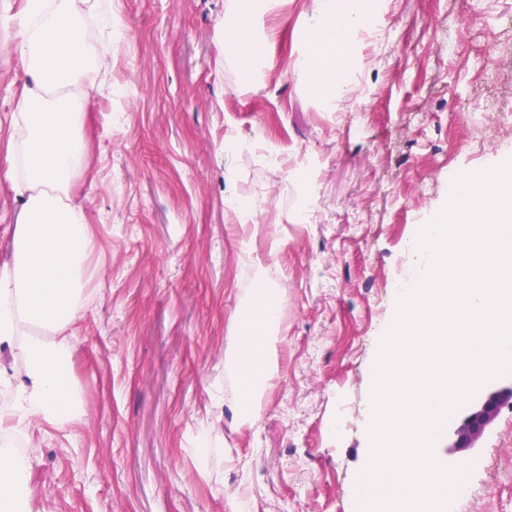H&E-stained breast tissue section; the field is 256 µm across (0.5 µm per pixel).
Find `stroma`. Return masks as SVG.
Masks as SVG:
<instances>
[{
  "mask_svg": "<svg viewBox=\"0 0 512 512\" xmlns=\"http://www.w3.org/2000/svg\"><path fill=\"white\" fill-rule=\"evenodd\" d=\"M23 4L0 0V169L23 91ZM228 9L112 0L88 73V183L72 195L94 275L82 320L55 336L83 410L25 430L27 512H351L375 354L418 264L407 243L441 215L449 182L512 158V127L495 122L512 113V0H381L379 36L353 40L331 104L293 73L315 0L258 11L274 63L247 70L222 51ZM232 136L264 138L290 168L228 159ZM300 156L313 166L306 224L293 218ZM229 193L266 200L256 224L225 210ZM261 281L281 297L278 369L249 426L226 359ZM458 458L512 469V402Z\"/></svg>",
  "mask_w": 512,
  "mask_h": 512,
  "instance_id": "35a3bbf8",
  "label": "stroma"
}]
</instances>
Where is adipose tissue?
<instances>
[{
	"label": "adipose tissue",
	"instance_id": "ef3b65f1",
	"mask_svg": "<svg viewBox=\"0 0 512 512\" xmlns=\"http://www.w3.org/2000/svg\"><path fill=\"white\" fill-rule=\"evenodd\" d=\"M309 20L313 56L298 69L318 87L336 81L348 60L351 33L370 12L371 0H316ZM80 0H25L21 52L26 90L16 101L21 129L0 181L9 182L21 205L15 214L14 260L0 273V344L29 361L25 382L14 388L10 420L64 422L77 411V391L64 367L66 344L48 346L33 329L55 332L80 319L95 241L82 206L71 193L83 173L84 115L94 96L86 71L98 43ZM259 0H232L224 49L250 64L258 54L251 22ZM280 301L261 291L253 312L240 321L236 366L240 419L253 423L276 364ZM9 444L0 445V512H24L28 479Z\"/></svg>",
	"mask_w": 512,
	"mask_h": 512
}]
</instances>
